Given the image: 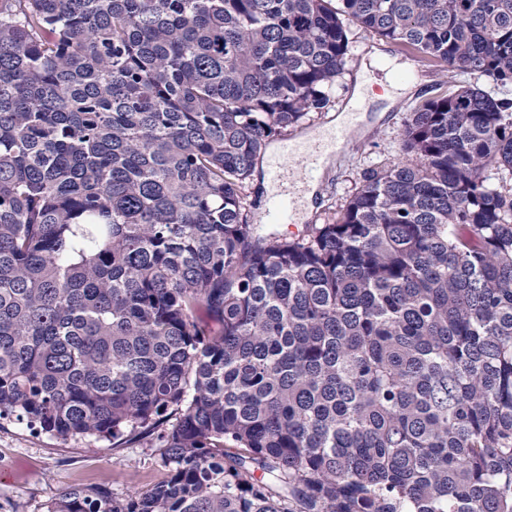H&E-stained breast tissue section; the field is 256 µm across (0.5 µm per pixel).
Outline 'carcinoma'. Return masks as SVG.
Listing matches in <instances>:
<instances>
[{
    "label": "carcinoma",
    "mask_w": 512,
    "mask_h": 512,
    "mask_svg": "<svg viewBox=\"0 0 512 512\" xmlns=\"http://www.w3.org/2000/svg\"><path fill=\"white\" fill-rule=\"evenodd\" d=\"M347 21L498 92L424 101L308 234L250 224ZM511 90L512 0H0V420L167 474L47 512H512Z\"/></svg>",
    "instance_id": "cac0c4a2"
}]
</instances>
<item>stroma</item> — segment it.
<instances>
[{
	"label": "stroma",
	"instance_id": "35a3bbf8",
	"mask_svg": "<svg viewBox=\"0 0 512 512\" xmlns=\"http://www.w3.org/2000/svg\"><path fill=\"white\" fill-rule=\"evenodd\" d=\"M353 58L337 86L328 110L304 120L298 127L282 134V141L296 140L301 134L332 120L346 104L355 73L361 69L373 38L352 30ZM384 51L413 62L420 80L419 91L399 99L386 117L371 125L364 134L349 135L343 151L332 157L319 176V195L306 222L286 225L289 235L304 233L307 224L323 223L337 214L347 196L363 182L367 171L409 162L400 149V135L405 120L423 101L448 95L453 84L474 85L492 90L486 76L461 74L455 83L438 76L430 63L392 43ZM166 472L154 449L137 444L123 448L91 438L59 440L49 434L30 430L25 423L13 420L0 424V512H45L47 505L63 491L74 487L106 485L113 496L126 497L144 492L163 480Z\"/></svg>",
	"mask_w": 512,
	"mask_h": 512
}]
</instances>
